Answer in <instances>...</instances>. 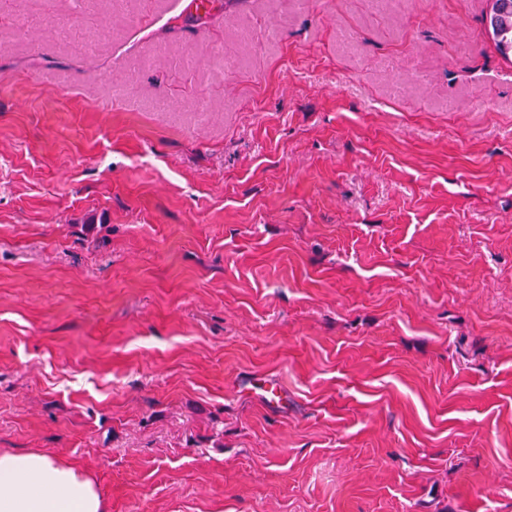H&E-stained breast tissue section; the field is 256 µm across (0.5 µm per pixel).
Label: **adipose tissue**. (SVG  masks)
Returning a JSON list of instances; mask_svg holds the SVG:
<instances>
[{"instance_id":"1","label":"adipose tissue","mask_w":512,"mask_h":512,"mask_svg":"<svg viewBox=\"0 0 512 512\" xmlns=\"http://www.w3.org/2000/svg\"><path fill=\"white\" fill-rule=\"evenodd\" d=\"M0 512H104L94 482L46 452L0 454Z\"/></svg>"}]
</instances>
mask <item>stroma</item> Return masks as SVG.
Segmentation results:
<instances>
[{
  "mask_svg": "<svg viewBox=\"0 0 512 512\" xmlns=\"http://www.w3.org/2000/svg\"><path fill=\"white\" fill-rule=\"evenodd\" d=\"M206 2L0 9V452L106 512H512L489 0Z\"/></svg>",
  "mask_w": 512,
  "mask_h": 512,
  "instance_id": "35a3bbf8",
  "label": "stroma"
}]
</instances>
